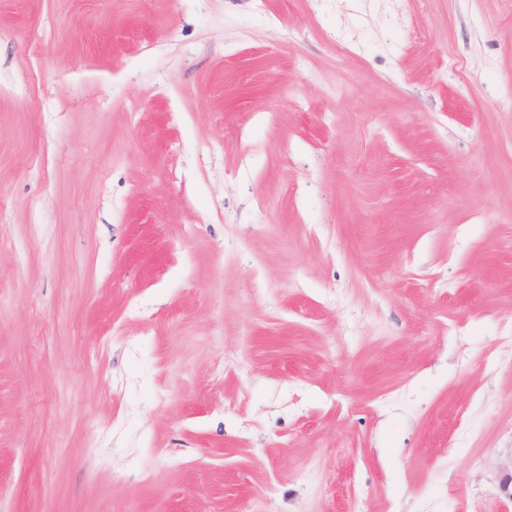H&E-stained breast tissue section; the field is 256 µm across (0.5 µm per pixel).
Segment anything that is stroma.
Returning <instances> with one entry per match:
<instances>
[{
	"label": "stroma",
	"mask_w": 512,
	"mask_h": 512,
	"mask_svg": "<svg viewBox=\"0 0 512 512\" xmlns=\"http://www.w3.org/2000/svg\"><path fill=\"white\" fill-rule=\"evenodd\" d=\"M512 0H0V512H512Z\"/></svg>",
	"instance_id": "35a3bbf8"
}]
</instances>
